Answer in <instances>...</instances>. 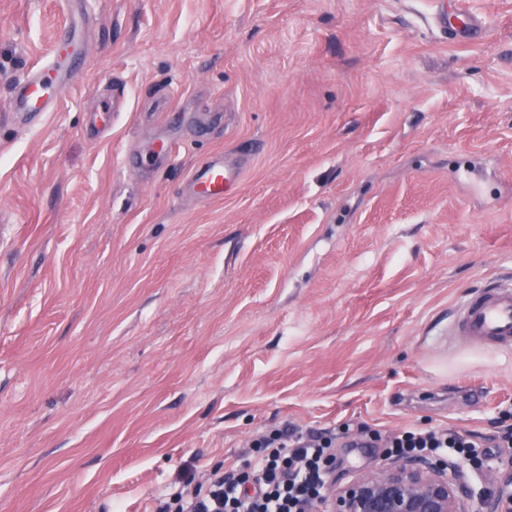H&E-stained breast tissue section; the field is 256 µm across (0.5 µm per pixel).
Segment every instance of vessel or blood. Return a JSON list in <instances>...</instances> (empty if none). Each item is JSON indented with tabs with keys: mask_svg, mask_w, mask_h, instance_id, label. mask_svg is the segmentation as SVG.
Instances as JSON below:
<instances>
[{
	"mask_svg": "<svg viewBox=\"0 0 512 512\" xmlns=\"http://www.w3.org/2000/svg\"><path fill=\"white\" fill-rule=\"evenodd\" d=\"M443 24L456 41L478 39L485 31L480 15L464 5L453 16L444 18ZM68 79V68L62 60L28 72L16 84L12 118L22 125L33 123L41 113L57 105ZM239 176L238 166L218 155L193 172L188 186L195 195L216 201L231 191ZM448 333L491 348L512 347V281L492 280L470 296L456 311Z\"/></svg>",
	"mask_w": 512,
	"mask_h": 512,
	"instance_id": "obj_1",
	"label": "vessel or blood"
}]
</instances>
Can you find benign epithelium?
<instances>
[{"label":"benign epithelium","instance_id":"1","mask_svg":"<svg viewBox=\"0 0 512 512\" xmlns=\"http://www.w3.org/2000/svg\"><path fill=\"white\" fill-rule=\"evenodd\" d=\"M314 512H512V472L495 470L476 489L445 458H392L345 482L328 481Z\"/></svg>","mask_w":512,"mask_h":512}]
</instances>
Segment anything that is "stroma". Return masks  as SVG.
<instances>
[{
  "label": "stroma",
  "instance_id": "1",
  "mask_svg": "<svg viewBox=\"0 0 512 512\" xmlns=\"http://www.w3.org/2000/svg\"><path fill=\"white\" fill-rule=\"evenodd\" d=\"M81 2L24 127L68 14L0 0V512H156L276 429L338 431L335 480L383 463L363 426L500 430L512 348L448 325L512 278V0L472 43L453 0ZM224 153L237 190L189 194ZM72 27L63 30L61 46L68 50L64 60H54L31 70L18 80L10 116L21 125H30L42 112H49L61 100L69 75L66 61L82 54V46Z\"/></svg>",
  "mask_w": 512,
  "mask_h": 512
}]
</instances>
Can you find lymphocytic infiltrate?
I'll use <instances>...</instances> for the list:
<instances>
[{
  "mask_svg": "<svg viewBox=\"0 0 512 512\" xmlns=\"http://www.w3.org/2000/svg\"><path fill=\"white\" fill-rule=\"evenodd\" d=\"M331 444L315 432L294 439L277 432L260 442L246 470L224 473L191 494L177 493L178 512H311L326 493ZM389 446L399 456H449L465 465L476 456L471 437L445 429L406 431Z\"/></svg>",
  "mask_w": 512,
  "mask_h": 512,
  "instance_id": "obj_1",
  "label": "lymphocytic infiltrate"
}]
</instances>
